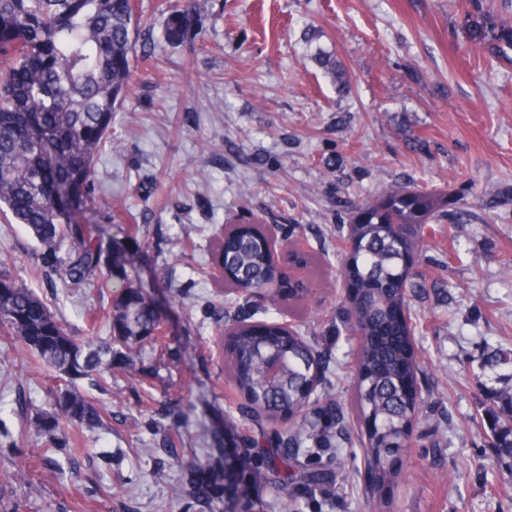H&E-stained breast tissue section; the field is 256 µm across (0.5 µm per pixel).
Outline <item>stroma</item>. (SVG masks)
<instances>
[{"instance_id":"obj_1","label":"stroma","mask_w":512,"mask_h":512,"mask_svg":"<svg viewBox=\"0 0 512 512\" xmlns=\"http://www.w3.org/2000/svg\"><path fill=\"white\" fill-rule=\"evenodd\" d=\"M128 97L97 156L92 195L112 264L71 288L56 280L24 225L0 219V263L86 345L131 281L167 340L115 347L110 377L76 381L107 413L100 427L36 432L51 372L0 337V512H512V462L490 445L486 400L512 388V63L487 64L463 32L458 0H209L188 40H167L163 0H138ZM336 54L339 92L315 62ZM422 137L412 149L406 134ZM401 182L450 194L466 223L426 234L413 294L420 419L398 483L373 494L362 425L349 405L353 350L336 267L349 206ZM258 217L289 251L319 260L292 271L308 294L246 304L226 295L212 253L228 224ZM287 321L324 360V386L347 438L306 457L332 483L274 491L258 481L290 419L253 423L227 382L237 316ZM25 468L28 485L12 479Z\"/></svg>"}]
</instances>
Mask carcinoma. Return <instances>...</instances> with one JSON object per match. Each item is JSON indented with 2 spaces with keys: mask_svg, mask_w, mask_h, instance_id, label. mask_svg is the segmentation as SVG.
I'll return each mask as SVG.
<instances>
[{
  "mask_svg": "<svg viewBox=\"0 0 512 512\" xmlns=\"http://www.w3.org/2000/svg\"><path fill=\"white\" fill-rule=\"evenodd\" d=\"M205 0H177L168 8L165 35L182 42L204 12ZM469 42L490 59L512 62V13H497L463 0ZM139 40L136 0H0V214L11 215L30 230L41 254L54 257L53 275L65 285L81 286L112 264L103 247L104 229L84 215L91 195L96 157L108 142L112 111L130 91L131 63ZM324 72L350 88L346 69L334 56H316ZM58 177L66 201L56 203L46 190ZM448 216V195L394 183L350 210L347 241L356 242L352 258L338 270L346 288V323L360 337L353 380L356 412L366 424L362 439L371 487L381 492L400 476L401 427L414 426L419 405L414 386L420 371L414 346L395 352L383 327L391 309L410 310L409 292L422 287L424 275L401 268L403 255L420 246L424 230ZM231 248L216 244L231 292L248 296L270 289L302 305L306 288L286 281L269 257V238L260 225H242ZM41 309L63 332L43 346L33 341ZM108 343L84 347L65 333L60 320L29 288L0 267V335L14 336L53 371V411L44 413L37 431L53 441L60 419L95 427L99 409L74 386L90 373H112V344L131 349L159 339L160 324L141 290L128 284L107 313ZM227 366L234 387L244 396L242 419L273 422L286 411L294 426L279 435L264 479L275 489L304 483L322 486L331 473L298 460L311 437V396L321 383V355L296 330L278 323H234ZM500 429L494 447L512 459V390L493 398Z\"/></svg>",
  "mask_w": 512,
  "mask_h": 512,
  "instance_id": "1",
  "label": "carcinoma"
}]
</instances>
